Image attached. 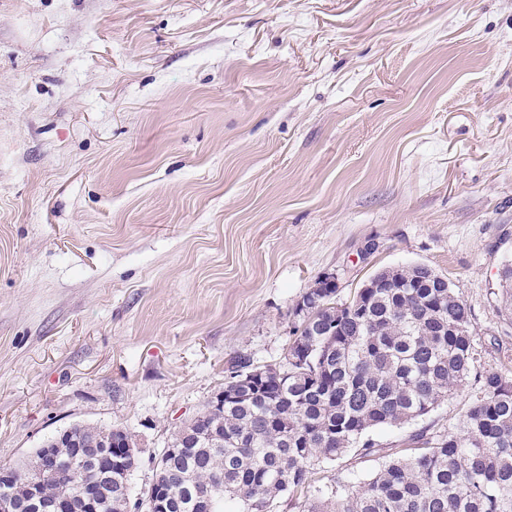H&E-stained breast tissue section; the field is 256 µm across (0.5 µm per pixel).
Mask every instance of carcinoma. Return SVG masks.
Wrapping results in <instances>:
<instances>
[{"label":"carcinoma","mask_w":512,"mask_h":512,"mask_svg":"<svg viewBox=\"0 0 512 512\" xmlns=\"http://www.w3.org/2000/svg\"><path fill=\"white\" fill-rule=\"evenodd\" d=\"M321 281L294 308L284 360L231 359L224 406L183 421L158 453V468L185 476L169 512H274L286 497L299 512H512V380L481 377L462 433L424 442L356 486L309 492V467L334 461L371 430L427 415L466 381L475 361L470 309L447 280L423 264L373 274L352 297ZM322 324L311 332L310 323ZM81 447L103 451L123 430L74 425ZM35 459L0 468V502L20 507Z\"/></svg>","instance_id":"carcinoma-1"}]
</instances>
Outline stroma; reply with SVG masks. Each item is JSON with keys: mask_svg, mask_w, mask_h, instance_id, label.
<instances>
[{"mask_svg": "<svg viewBox=\"0 0 512 512\" xmlns=\"http://www.w3.org/2000/svg\"><path fill=\"white\" fill-rule=\"evenodd\" d=\"M512 0H0V464L74 423L139 463L281 360L318 277L421 263L476 362L310 468L358 483L512 378ZM71 426H74L75 434L82 438L83 442L81 444V448L94 447L98 451L102 452L104 448H107L106 445L109 437H111V435L121 437V433H123L127 438H130L131 441L129 434L120 428H114L112 426H97L88 423L74 424ZM86 442H94V446L91 445V443Z\"/></svg>", "mask_w": 512, "mask_h": 512, "instance_id": "obj_1", "label": "stroma"}]
</instances>
